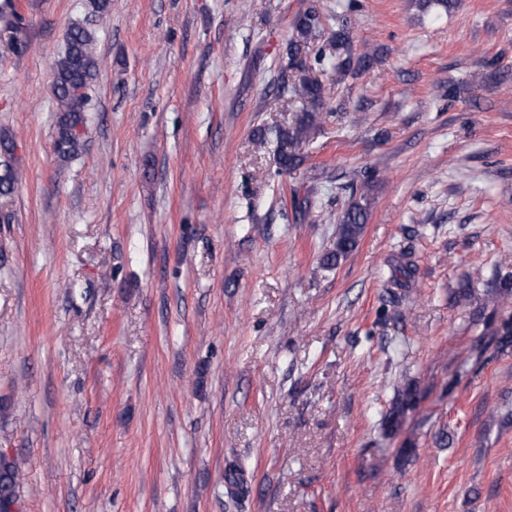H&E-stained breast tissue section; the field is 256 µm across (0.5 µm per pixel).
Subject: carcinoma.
Listing matches in <instances>:
<instances>
[{
  "label": "carcinoma",
  "mask_w": 512,
  "mask_h": 512,
  "mask_svg": "<svg viewBox=\"0 0 512 512\" xmlns=\"http://www.w3.org/2000/svg\"><path fill=\"white\" fill-rule=\"evenodd\" d=\"M350 14L338 20V29L332 34L331 46L336 51V73L345 76L351 64L367 68L373 55L365 51L358 57L352 56L350 29L355 24L352 13L355 4L348 7ZM322 25V16L316 9L303 13L295 24L296 41L306 43L316 36ZM0 38L9 47L23 53L29 46L28 35L22 25L14 0L0 3ZM98 77L97 38L93 30L75 23L67 31L65 49L55 63L52 95L59 112L57 121V153L71 158L81 151L82 141L79 128L84 125L88 112L89 90ZM282 92L305 102L295 124L279 133V163L281 171L292 173L303 162L297 152L299 145L327 118L324 111V89L322 82L313 76L303 75L292 85H283ZM14 142L0 137V196L7 198L14 193L20 174L14 163ZM368 183H351L350 201L337 216L336 239L323 255V266L332 269L346 258L358 245L367 224L370 199ZM484 300L498 305L512 300V277L497 275L485 281ZM496 349L504 352L512 347V321H506L496 332ZM23 474L16 462L0 458V500L19 496Z\"/></svg>",
  "instance_id": "obj_1"
}]
</instances>
